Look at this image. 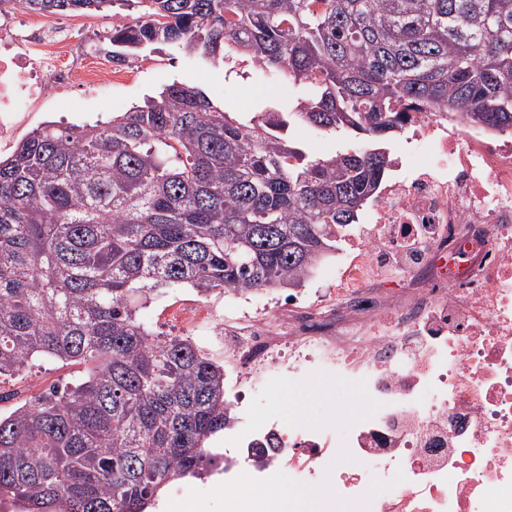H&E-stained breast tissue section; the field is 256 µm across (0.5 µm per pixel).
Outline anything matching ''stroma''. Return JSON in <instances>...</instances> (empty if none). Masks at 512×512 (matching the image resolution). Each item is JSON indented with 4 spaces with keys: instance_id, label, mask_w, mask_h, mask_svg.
<instances>
[{
    "instance_id": "1",
    "label": "stroma",
    "mask_w": 512,
    "mask_h": 512,
    "mask_svg": "<svg viewBox=\"0 0 512 512\" xmlns=\"http://www.w3.org/2000/svg\"><path fill=\"white\" fill-rule=\"evenodd\" d=\"M176 81L203 89L216 105L229 112H249L261 102H286L293 106L303 94L300 87L288 82L279 71H261L249 66L244 76L240 77L227 73L226 69L201 63L197 57L166 47L151 53L142 63L138 74L128 82L107 87L105 92L96 95L76 88L67 94L64 103H57L55 97L50 96L34 111L17 114L14 137L22 139L32 128L49 120L83 126L110 119L112 115L139 104L144 96ZM291 139L320 156L331 155L347 147L357 149L363 144L362 139L335 138L306 124L294 125ZM285 296L282 290L247 294L224 291L211 294L204 302L212 314L211 326L217 329L224 320L236 318L245 311L257 315L272 311L275 303ZM197 300L196 292L189 286L165 288L158 291L146 307L140 308L137 315L154 332L163 336L190 337L208 357L223 362L224 351L216 340L207 339L178 320L180 310ZM82 372L83 368L79 365L65 366L45 360L22 376L1 377L0 391L8 393L10 399L0 403V412L9 413L12 405L24 402L52 386L73 381Z\"/></svg>"
}]
</instances>
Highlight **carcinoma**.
Masks as SVG:
<instances>
[{
    "instance_id": "1",
    "label": "carcinoma",
    "mask_w": 512,
    "mask_h": 512,
    "mask_svg": "<svg viewBox=\"0 0 512 512\" xmlns=\"http://www.w3.org/2000/svg\"><path fill=\"white\" fill-rule=\"evenodd\" d=\"M17 6L119 20L114 56L164 44L258 61L305 94L233 115L176 81L0 158V377L85 366L0 415V496L22 512H146L222 463L206 445L227 414L224 366L136 307L181 285L302 287L374 197L404 111L512 128V0H0ZM298 122L366 144L310 155Z\"/></svg>"
}]
</instances>
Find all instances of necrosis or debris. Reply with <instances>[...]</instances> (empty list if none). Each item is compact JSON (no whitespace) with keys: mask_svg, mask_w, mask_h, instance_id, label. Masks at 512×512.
<instances>
[{"mask_svg":"<svg viewBox=\"0 0 512 512\" xmlns=\"http://www.w3.org/2000/svg\"><path fill=\"white\" fill-rule=\"evenodd\" d=\"M135 71L78 42L67 20L0 15V144L14 134L12 114L76 86L98 93ZM402 128L431 159L396 160V179L363 218L369 232L346 241L335 288L224 324L226 389L323 372L365 381L380 409L343 433L276 418L249 433L235 399L224 435L241 442L224 447V478L284 470L355 499L399 471L404 481L368 512H512V131L429 110L405 113ZM388 224L428 227L396 290L376 287L378 253L402 245ZM343 448L352 459L340 463Z\"/></svg>","mask_w":512,"mask_h":512,"instance_id":"obj_1","label":"necrosis or debris"}]
</instances>
